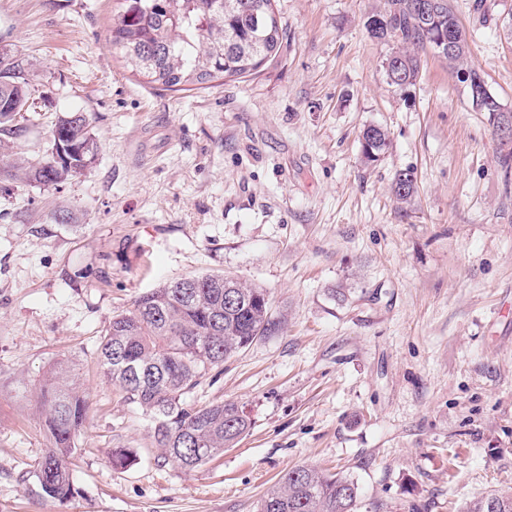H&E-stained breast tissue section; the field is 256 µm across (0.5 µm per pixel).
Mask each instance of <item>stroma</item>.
Returning <instances> with one entry per match:
<instances>
[{"instance_id": "obj_1", "label": "stroma", "mask_w": 512, "mask_h": 512, "mask_svg": "<svg viewBox=\"0 0 512 512\" xmlns=\"http://www.w3.org/2000/svg\"><path fill=\"white\" fill-rule=\"evenodd\" d=\"M448 3L512 110V0ZM119 7L0 0V54L31 80L18 151L44 156L66 112L86 113L97 143L56 187L0 175V512H254L305 464L356 480L360 512H460L512 491V146L447 60L422 50L396 87L397 41L365 28L386 0H275L287 35L260 74L169 91L112 47ZM370 124L391 146L367 165ZM407 168L418 192L403 204L391 184ZM205 273L265 288L272 328L188 394L239 402L254 425L186 471L158 463L97 347L139 295ZM59 362L90 401L64 506L36 477L35 386ZM119 447L137 464L113 469Z\"/></svg>"}]
</instances>
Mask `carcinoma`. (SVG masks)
Masks as SVG:
<instances>
[{
    "label": "carcinoma",
    "mask_w": 512,
    "mask_h": 512,
    "mask_svg": "<svg viewBox=\"0 0 512 512\" xmlns=\"http://www.w3.org/2000/svg\"><path fill=\"white\" fill-rule=\"evenodd\" d=\"M275 0H120L112 18V45L147 83L169 91L208 89L219 80L260 73L258 63L273 59L286 36ZM422 0H387L378 25L365 27L377 39L395 38L399 76L416 80L418 49L430 35L453 29L459 52L448 58L457 68L471 103L473 87L485 84L470 64L469 35L448 6L438 0L433 25L418 21ZM9 74H0V172L43 186H58L83 173L94 161L97 145L83 112L57 117L51 132L66 131L78 152L71 162L53 154L29 161L13 152L26 126L19 118L29 110V79L20 63L0 55ZM362 158L371 164L390 146L388 132L368 125L361 131ZM391 191L409 202L417 193L413 171H399ZM272 321L263 288L224 275L172 280L140 295L132 309L112 317L99 340L97 364L120 387L125 400L150 421L162 462L194 471L234 447L252 428V418L235 401L188 405L185 396L210 370L268 333ZM38 399L48 446L37 470L43 492L65 504L78 493L68 467L89 418L88 397L58 363L39 383ZM115 469L136 464L137 451L114 448ZM358 483L346 476L303 465L271 485L255 512H358ZM461 512H512V491L491 489L466 502Z\"/></svg>",
    "instance_id": "cac0c4a2"
}]
</instances>
